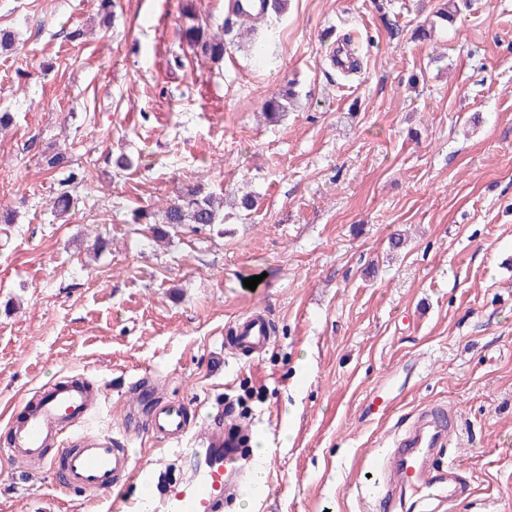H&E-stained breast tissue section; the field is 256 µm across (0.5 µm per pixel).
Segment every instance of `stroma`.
<instances>
[{
	"label": "stroma",
	"instance_id": "obj_1",
	"mask_svg": "<svg viewBox=\"0 0 512 512\" xmlns=\"http://www.w3.org/2000/svg\"><path fill=\"white\" fill-rule=\"evenodd\" d=\"M228 2L115 0L107 23L100 0H0V443L54 378L105 384L97 428L158 471L178 456L146 431L157 399L201 424L245 405L271 471L251 512H363L362 460L442 404L471 482L452 512H512V0L450 25L443 0H288L223 62L180 42ZM191 188L257 206L157 238ZM256 305L275 336L241 359L225 338ZM0 512L127 510L0 462ZM292 88L281 90L271 95L262 103V114L268 123L280 122L288 109V102L294 97Z\"/></svg>",
	"mask_w": 512,
	"mask_h": 512
}]
</instances>
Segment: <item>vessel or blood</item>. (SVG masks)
<instances>
[{"label": "vessel or blood", "instance_id": "vessel-or-blood-1", "mask_svg": "<svg viewBox=\"0 0 512 512\" xmlns=\"http://www.w3.org/2000/svg\"><path fill=\"white\" fill-rule=\"evenodd\" d=\"M271 341V323L262 308L251 309L236 323L232 347L244 354L263 352ZM100 405L84 379L71 378L39 388L14 411L10 435L0 444V457L39 461L57 477L63 494L109 493L119 497L121 479L153 480L151 467L135 466L127 449L114 446L111 435L95 434L88 426ZM189 409L172 401L155 407L148 432L180 444L191 469L188 481L165 484L160 512H219L228 496L264 498L269 472L237 450L238 430L215 429L206 441L189 438ZM457 427L456 416L436 405L420 412L398 431L387 447L366 459V476L358 486L369 512H389L393 488L411 492L436 508L460 495L465 477L455 464L436 462Z\"/></svg>", "mask_w": 512, "mask_h": 512}]
</instances>
